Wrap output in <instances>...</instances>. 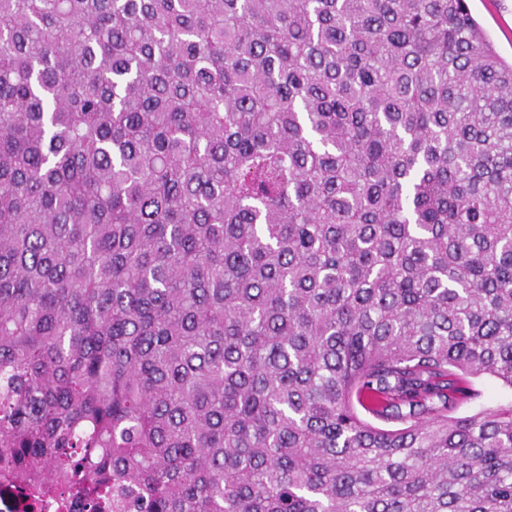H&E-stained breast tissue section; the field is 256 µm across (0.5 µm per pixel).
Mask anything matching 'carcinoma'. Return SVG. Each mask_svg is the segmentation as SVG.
I'll use <instances>...</instances> for the list:
<instances>
[{
	"mask_svg": "<svg viewBox=\"0 0 512 512\" xmlns=\"http://www.w3.org/2000/svg\"><path fill=\"white\" fill-rule=\"evenodd\" d=\"M481 376L512 388V63L466 0H0L4 483L512 512ZM469 380L477 396L461 405L457 415H467L483 408L511 405L512 389L500 381L488 376Z\"/></svg>",
	"mask_w": 512,
	"mask_h": 512,
	"instance_id": "carcinoma-1",
	"label": "carcinoma"
}]
</instances>
